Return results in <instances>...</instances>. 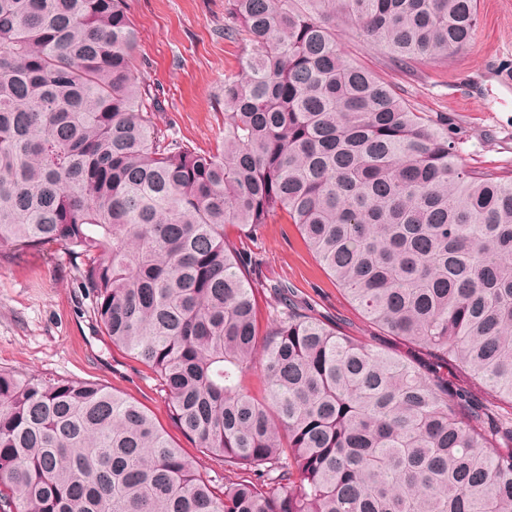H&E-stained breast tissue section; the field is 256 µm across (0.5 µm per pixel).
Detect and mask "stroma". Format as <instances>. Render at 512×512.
Segmentation results:
<instances>
[{
  "label": "stroma",
  "instance_id": "1",
  "mask_svg": "<svg viewBox=\"0 0 512 512\" xmlns=\"http://www.w3.org/2000/svg\"><path fill=\"white\" fill-rule=\"evenodd\" d=\"M138 38L135 62L144 69L162 109L156 122L189 146L213 147L224 114V75L242 49L224 36L227 0H128ZM474 45L414 71L388 68L385 57L355 35L340 33L345 55L383 74L422 112H444L462 141L461 161L512 171V0H479ZM230 239L257 253L253 282L282 281L312 314L340 333L414 364L430 362L415 348L370 323L307 249L294 225H265L251 238ZM74 261L58 246L19 250L0 261V369L97 382L144 406L170 439L207 473L222 462L199 453L170 425L153 372L112 346L100 332L92 301L79 286Z\"/></svg>",
  "mask_w": 512,
  "mask_h": 512
}]
</instances>
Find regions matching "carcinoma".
<instances>
[{
	"label": "carcinoma",
	"instance_id": "cac0c4a2",
	"mask_svg": "<svg viewBox=\"0 0 512 512\" xmlns=\"http://www.w3.org/2000/svg\"><path fill=\"white\" fill-rule=\"evenodd\" d=\"M244 41L220 144L155 122L127 0H0V257L58 245L101 333L150 368L169 421L244 473L205 475L153 415L94 381L0 369V512H512V176L471 171L396 70L468 48L478 0H231ZM285 219L415 366L272 285L261 325L225 227ZM260 367L264 395L244 386ZM456 375L457 382L461 386L469 388L478 399H481L490 405L492 417L496 422L498 421V419H501L504 416L512 417L511 405L507 400H500L498 398L491 396L482 387L472 382L469 376L464 373H456Z\"/></svg>",
	"mask_w": 512,
	"mask_h": 512
}]
</instances>
